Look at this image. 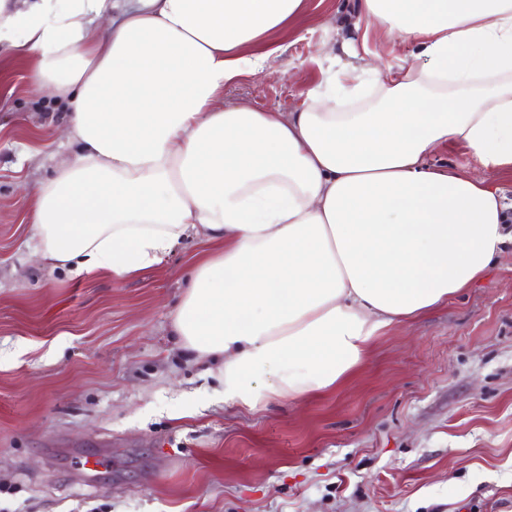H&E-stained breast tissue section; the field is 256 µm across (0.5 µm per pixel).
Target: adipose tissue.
<instances>
[{"instance_id": "adipose-tissue-1", "label": "adipose tissue", "mask_w": 512, "mask_h": 512, "mask_svg": "<svg viewBox=\"0 0 512 512\" xmlns=\"http://www.w3.org/2000/svg\"><path fill=\"white\" fill-rule=\"evenodd\" d=\"M310 0H0V47L80 146L32 198L43 266L121 281L212 243L172 326L251 409L335 387L375 336L463 293L512 243V0H356L291 112L224 102ZM378 27L403 65L358 51ZM464 146L470 169L435 164Z\"/></svg>"}]
</instances>
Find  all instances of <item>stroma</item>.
Masks as SVG:
<instances>
[{
    "instance_id": "1",
    "label": "stroma",
    "mask_w": 512,
    "mask_h": 512,
    "mask_svg": "<svg viewBox=\"0 0 512 512\" xmlns=\"http://www.w3.org/2000/svg\"><path fill=\"white\" fill-rule=\"evenodd\" d=\"M350 10L322 0L225 102L301 103ZM66 112L0 54V512H512L511 243L335 389L250 411L171 326L202 237L117 282L38 264L29 203L79 151Z\"/></svg>"
}]
</instances>
